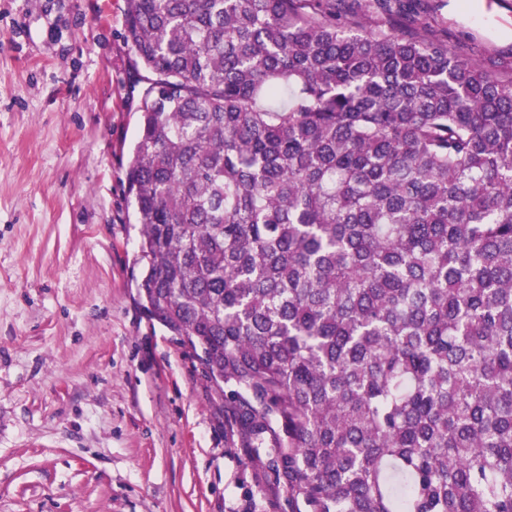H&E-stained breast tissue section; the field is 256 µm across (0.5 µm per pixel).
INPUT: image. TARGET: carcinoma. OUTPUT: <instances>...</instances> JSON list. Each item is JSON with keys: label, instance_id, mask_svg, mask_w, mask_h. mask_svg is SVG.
<instances>
[{"label": "carcinoma", "instance_id": "1", "mask_svg": "<svg viewBox=\"0 0 512 512\" xmlns=\"http://www.w3.org/2000/svg\"><path fill=\"white\" fill-rule=\"evenodd\" d=\"M352 2L125 0L142 306L291 512H512V76Z\"/></svg>", "mask_w": 512, "mask_h": 512}]
</instances>
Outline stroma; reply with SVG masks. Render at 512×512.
Wrapping results in <instances>:
<instances>
[{"label":"stroma","mask_w":512,"mask_h":512,"mask_svg":"<svg viewBox=\"0 0 512 512\" xmlns=\"http://www.w3.org/2000/svg\"><path fill=\"white\" fill-rule=\"evenodd\" d=\"M512 75V0H434ZM125 0H0V512H289L227 395L144 312Z\"/></svg>","instance_id":"35a3bbf8"}]
</instances>
